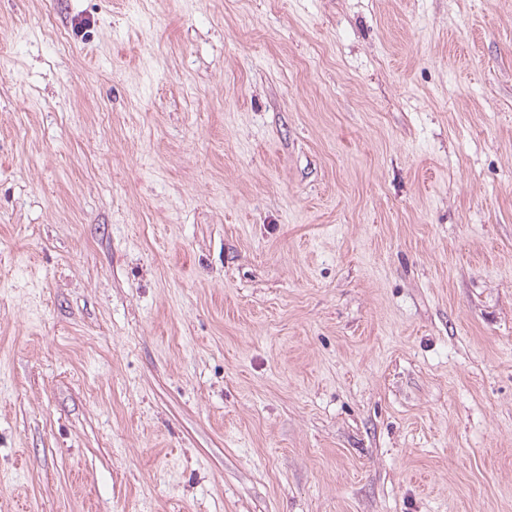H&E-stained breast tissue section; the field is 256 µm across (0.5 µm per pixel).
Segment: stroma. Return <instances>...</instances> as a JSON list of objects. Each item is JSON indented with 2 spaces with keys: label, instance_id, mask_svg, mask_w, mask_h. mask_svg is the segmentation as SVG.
Instances as JSON below:
<instances>
[{
  "label": "stroma",
  "instance_id": "obj_1",
  "mask_svg": "<svg viewBox=\"0 0 512 512\" xmlns=\"http://www.w3.org/2000/svg\"><path fill=\"white\" fill-rule=\"evenodd\" d=\"M512 512V0H0V512Z\"/></svg>",
  "mask_w": 512,
  "mask_h": 512
}]
</instances>
